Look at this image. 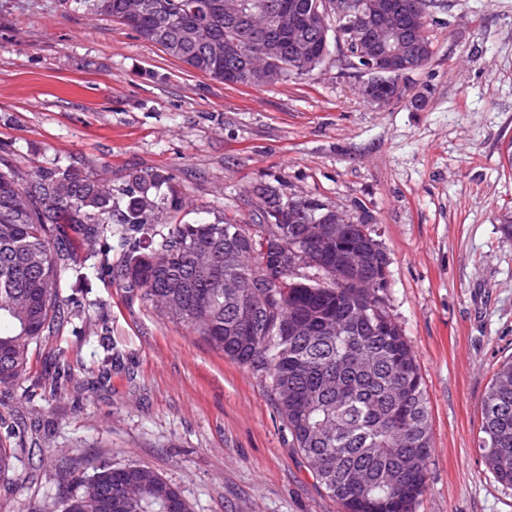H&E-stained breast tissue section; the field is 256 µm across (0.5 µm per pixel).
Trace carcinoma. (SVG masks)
<instances>
[{
    "label": "carcinoma",
    "instance_id": "cac0c4a2",
    "mask_svg": "<svg viewBox=\"0 0 512 512\" xmlns=\"http://www.w3.org/2000/svg\"><path fill=\"white\" fill-rule=\"evenodd\" d=\"M259 12L228 24L224 0H78L120 21L194 71L225 84L263 86L311 75L319 55L300 58L288 34L262 39L281 0H245ZM307 30L325 42L345 34L347 20L332 0H297ZM417 40L423 64L433 54L428 24ZM251 194L259 204L293 205V224H251L222 216L176 221L181 203L170 177L134 170L112 189L75 163L25 176L0 160V387L30 372L34 347L69 320L60 288L67 276L84 279L75 247L104 256L101 276L130 302L151 305L184 325L224 356L249 366L268 388L292 447L343 512H414L427 487L432 430L422 377L401 327L387 310L379 283L389 257L371 235L372 216L340 224L335 238L308 223L304 199L267 186ZM174 223L156 233L159 213ZM116 239L124 250L105 255ZM320 271L323 281L263 265L265 246ZM365 257L356 270L342 264L347 248ZM14 429L0 434V479L20 462ZM478 451L496 481L512 487V358L502 362L481 402ZM189 512L181 493L148 467L101 464L71 476L62 512Z\"/></svg>",
    "mask_w": 512,
    "mask_h": 512
}]
</instances>
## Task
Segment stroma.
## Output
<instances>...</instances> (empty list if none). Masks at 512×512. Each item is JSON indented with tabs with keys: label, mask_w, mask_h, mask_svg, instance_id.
<instances>
[{
	"label": "stroma",
	"mask_w": 512,
	"mask_h": 512,
	"mask_svg": "<svg viewBox=\"0 0 512 512\" xmlns=\"http://www.w3.org/2000/svg\"><path fill=\"white\" fill-rule=\"evenodd\" d=\"M448 2L411 78L417 112L364 101L334 48L308 77L227 85L70 0H0V149L23 172L76 161L115 186L164 171L187 221L251 222L256 185L369 212L429 402L416 512H512L477 452L483 396L512 357V0ZM62 297L71 321L0 389V420L39 445L22 485L0 479V512H55L66 471L105 462L153 469L190 512H341L252 369L98 277L66 279Z\"/></svg>",
	"instance_id": "1"
}]
</instances>
